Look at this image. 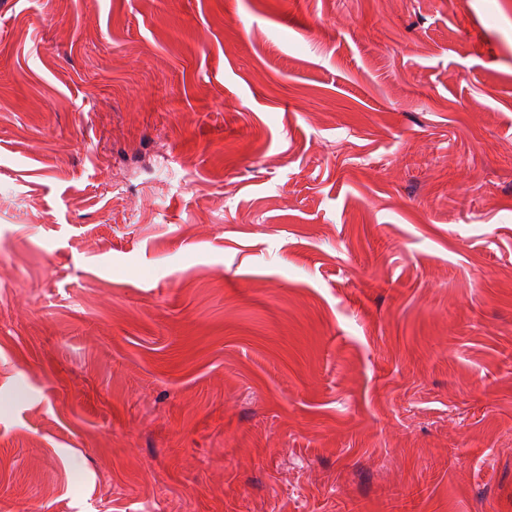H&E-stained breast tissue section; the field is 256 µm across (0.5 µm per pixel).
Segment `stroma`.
<instances>
[{
    "mask_svg": "<svg viewBox=\"0 0 512 512\" xmlns=\"http://www.w3.org/2000/svg\"><path fill=\"white\" fill-rule=\"evenodd\" d=\"M512 512V0H0V512Z\"/></svg>",
    "mask_w": 512,
    "mask_h": 512,
    "instance_id": "1",
    "label": "stroma"
}]
</instances>
